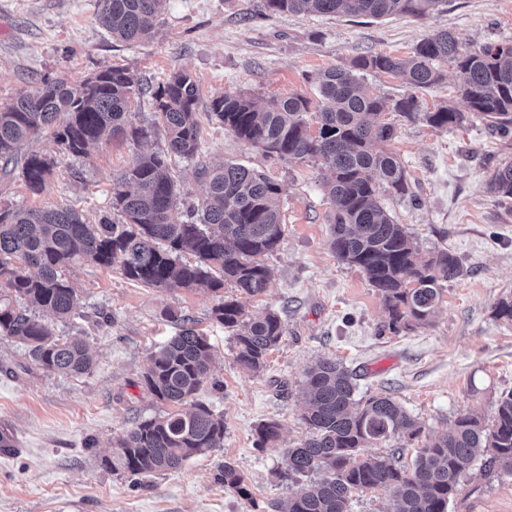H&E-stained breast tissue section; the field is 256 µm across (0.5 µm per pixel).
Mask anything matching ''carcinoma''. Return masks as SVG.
<instances>
[{"instance_id": "carcinoma-1", "label": "carcinoma", "mask_w": 512, "mask_h": 512, "mask_svg": "<svg viewBox=\"0 0 512 512\" xmlns=\"http://www.w3.org/2000/svg\"><path fill=\"white\" fill-rule=\"evenodd\" d=\"M440 0H261L265 15L345 13L379 18L394 14L423 17ZM162 0H98L96 19L113 38L138 43L153 36ZM452 62L468 111L440 107L425 112L417 95L442 79L438 63ZM373 71L402 79L407 92L388 100L359 81ZM318 88L317 132L308 115L311 100L302 94L260 103L253 96L226 92L211 102V115L246 144L271 158L314 162L330 173L324 183L333 224L329 242L336 256L357 267L379 292L392 330L429 319L440 300L442 282L463 273L459 259L442 250L424 255L404 225L389 215L380 186L402 197L406 170L387 149L395 135L384 115L393 111L434 128H459L480 117L500 134H512V43L464 50L448 31L422 38L404 57L366 53L350 65L308 77ZM137 83L128 69L113 66L72 85L45 78L0 109V170L14 172L30 193L44 191L56 166L55 155L87 157L89 149L118 136L135 141L159 135L163 145L138 152L112 179V212L87 224L71 208L0 207V336L25 345L37 367L83 374L92 359L87 343L60 338L36 316L41 311L61 321L81 316V299L70 278L82 263L115 271L157 289L206 288L231 284L242 295L258 296L271 272L264 257L283 235L280 186L268 175L242 164H210L198 159V88L190 73L179 71L151 94L153 122L128 129L127 115ZM46 135L53 153L19 155L29 139ZM196 160L194 172L206 190L177 223L171 162ZM489 189L512 199V163L496 170ZM214 320L235 343L236 362L259 373L283 336L275 312L245 315L233 297L212 309ZM212 346L184 326L153 351L142 375L148 392L174 407L137 422L118 438L100 465L130 476L176 470L191 457L224 445V421L191 400L209 378ZM310 437L285 451V475L314 478L293 493L282 512H350L356 492L381 490L394 512H447L461 478L480 456L490 468L512 475V390L498 399L491 422L474 413L460 415L445 433L428 439L412 464L361 458L360 449L392 439L419 437L422 427L390 395L377 392L355 399V384L338 362L324 359L309 367L304 380V411ZM257 446H278L281 425L259 424Z\"/></svg>"}]
</instances>
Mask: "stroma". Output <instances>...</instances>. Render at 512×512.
Segmentation results:
<instances>
[{
  "mask_svg": "<svg viewBox=\"0 0 512 512\" xmlns=\"http://www.w3.org/2000/svg\"><path fill=\"white\" fill-rule=\"evenodd\" d=\"M97 0H0V109L42 77L77 85L112 66L128 68L143 92L131 126L149 125L150 94L186 70L199 88L202 160L241 163L279 184L284 234L264 258L267 291L243 298L248 315L277 312L284 335L263 372L243 371L229 332L217 324L210 291L146 288L92 264L74 280L84 314L79 325L94 354L92 369L66 375L35 367L23 344L0 337V432L15 451L0 457V512H279L298 490L282 478L283 451L310 432L301 418L303 373L333 358L356 376L358 395L386 392L423 428L424 437L451 429L469 411L490 416L512 390V321L493 315L512 295V200L487 190L496 167L512 161V137L482 119L443 130L397 114L389 148L408 175L410 194L382 202L423 252L448 250L464 267L446 282L430 320L397 332L387 327L380 295L329 247L330 204L315 165L266 157L208 115L213 98L232 91L259 99L293 93L316 97L307 77L349 64L368 52L402 56L426 35L448 30L463 49L512 41V0H444L425 17L379 19L306 13L264 16L260 0H164L157 33L128 45L96 21ZM422 91V108L467 105L455 67ZM138 147L117 138L89 157L58 156L45 191L32 195L15 176L0 175V205L71 207L87 222L109 211L112 179ZM195 322L215 352L197 402L224 421V445L175 471L128 476L99 465L134 423L163 413L142 384L150 352L176 336L179 316ZM275 420V448L256 446L260 423ZM244 478L242 492L221 478L225 463ZM449 512H512V476L474 463Z\"/></svg>",
  "mask_w": 512,
  "mask_h": 512,
  "instance_id": "1",
  "label": "stroma"
}]
</instances>
